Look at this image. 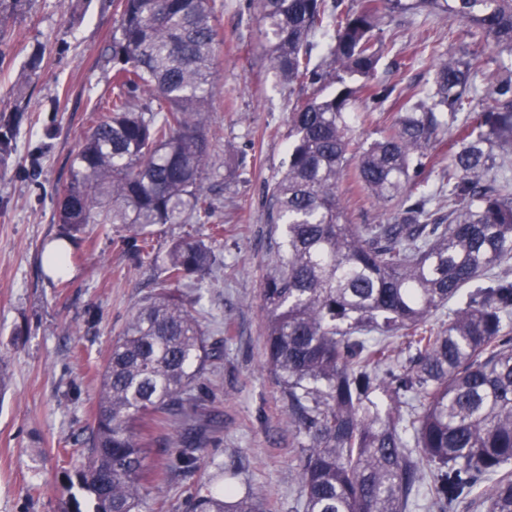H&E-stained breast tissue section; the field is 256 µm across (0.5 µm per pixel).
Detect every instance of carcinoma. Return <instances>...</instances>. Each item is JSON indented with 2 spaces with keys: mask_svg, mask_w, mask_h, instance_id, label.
<instances>
[{
  "mask_svg": "<svg viewBox=\"0 0 512 512\" xmlns=\"http://www.w3.org/2000/svg\"><path fill=\"white\" fill-rule=\"evenodd\" d=\"M117 4L112 87L90 109L56 204L75 233L124 225L139 259L152 225L213 217L203 113L224 4ZM255 4L270 69L290 87H314L293 102L288 164L264 203L284 248L261 290L266 366L298 448L302 512H410L420 498L430 512L477 502L512 512V188L499 173L512 156V0ZM410 12L461 21L469 42L431 53L429 92L396 97L392 124L356 156L347 111L392 94L376 80L385 19ZM318 33L328 37L324 69L311 64ZM492 65L499 77L478 85ZM326 83L337 87L323 96ZM485 98L492 104L478 108ZM450 129L448 206H434L411 173ZM350 175L393 210L386 223L351 222L339 193ZM215 264L204 240L177 241L164 278L113 341L74 471L76 512H140L168 472L197 469L203 380L224 354L202 328L200 290ZM192 277L194 297L180 291ZM453 299L458 309L435 329L431 318ZM381 385L386 411L369 398ZM159 441L163 470L151 462ZM237 477L224 467V488L196 493L190 512H267Z\"/></svg>",
  "mask_w": 512,
  "mask_h": 512,
  "instance_id": "cac0c4a2",
  "label": "carcinoma"
}]
</instances>
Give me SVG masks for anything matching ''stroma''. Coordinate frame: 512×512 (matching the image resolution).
<instances>
[{
    "mask_svg": "<svg viewBox=\"0 0 512 512\" xmlns=\"http://www.w3.org/2000/svg\"><path fill=\"white\" fill-rule=\"evenodd\" d=\"M112 0H28L12 15L0 61V116L16 119L14 150L0 162V512H69L66 452L80 447L96 408L99 372L113 340L153 292L171 246L206 236L205 224L150 227L151 254L132 258L120 224L91 225L68 236L57 219L56 187L88 130V109L110 90ZM251 0H224V41L207 115L211 169L206 184L221 265L207 281L202 326L223 341L208 371V441L196 472L170 475L163 494L142 512H185L196 489L222 482L224 463L266 500L269 512H297L294 437L286 407L265 368L260 290L271 256L283 244L264 221L265 195L288 157L287 85L269 68ZM462 23L437 14H406L385 29L378 80L406 95H424L432 74L410 58L446 51ZM43 60L37 76L26 62ZM395 116L392 102L359 104L350 114L354 140L367 147ZM356 224H382L386 210L353 181L341 187ZM67 240V271L50 274L45 250Z\"/></svg>",
    "mask_w": 512,
    "mask_h": 512,
    "instance_id": "stroma-1",
    "label": "stroma"
}]
</instances>
